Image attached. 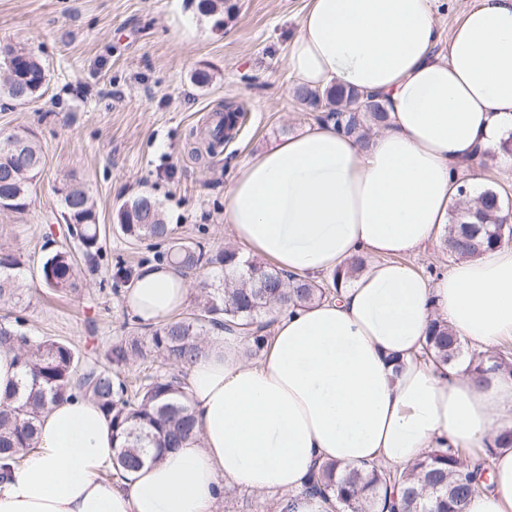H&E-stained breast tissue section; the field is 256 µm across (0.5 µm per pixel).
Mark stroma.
I'll return each mask as SVG.
<instances>
[{
	"instance_id": "1",
	"label": "stroma",
	"mask_w": 512,
	"mask_h": 512,
	"mask_svg": "<svg viewBox=\"0 0 512 512\" xmlns=\"http://www.w3.org/2000/svg\"><path fill=\"white\" fill-rule=\"evenodd\" d=\"M307 2L224 0L214 17L199 0H0V43L31 49L48 74L39 98L0 101V137L31 134L44 156L27 210L0 209V246L24 262L23 297L0 303V316L15 312L33 335L68 340L99 362L131 318L113 266L147 254L114 231L123 201L150 194L182 237L207 227L206 250L231 242L224 191L242 165L320 119L297 101L286 63ZM226 102L246 113L238 135L194 159L191 133L207 131ZM68 178L97 205L101 249L91 258L68 234L55 192ZM59 249L78 262L79 292L55 294L42 281L43 260Z\"/></svg>"
}]
</instances>
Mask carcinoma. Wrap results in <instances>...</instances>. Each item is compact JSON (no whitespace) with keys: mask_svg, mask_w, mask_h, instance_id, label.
<instances>
[{"mask_svg":"<svg viewBox=\"0 0 512 512\" xmlns=\"http://www.w3.org/2000/svg\"><path fill=\"white\" fill-rule=\"evenodd\" d=\"M6 66L15 78L0 79V95L23 104L42 95L47 72L42 61L22 47H4ZM296 97L344 133L366 141V133L388 118L383 105L371 95L355 89L337 88L325 95L303 87ZM24 141L22 153L14 144ZM41 146L27 134L0 139V208L22 213L28 206L31 189L41 172ZM67 215L68 233L86 253L100 250L101 229L96 207L84 188L71 180L55 188ZM509 200L493 187L454 202L440 248L454 259L473 258L501 245L499 229L507 215ZM117 231L145 247L159 262H167L182 274L209 265L224 274L218 285H196L195 309L188 317H173L150 327L149 334L130 330L105 351L107 368L85 361L67 341L49 336H33L24 330L25 321L16 316L0 322V344L18 351L20 379L0 396V470H9L23 460V454L37 447V423L47 406L79 395L96 404L112 421L115 475L157 459L163 448H177L195 437L194 418L182 390L181 377L173 371L193 363L203 353V340L214 331L256 332V348L267 340L259 335L273 323L279 306H304L334 294L342 277L362 270L365 259L356 257L343 271L325 279L305 280L286 276L270 265L245 259L237 249L226 246L209 254L198 243L175 236L164 222L159 203L149 194H140L118 206ZM147 260L135 266L116 262L112 279L129 287ZM20 261L10 251L0 249V301H20ZM45 285L61 293L78 290L74 259L67 250L57 251L42 264ZM160 356L154 372L132 385L121 377V369L135 359ZM462 354L461 341L448 324L435 320L423 348V355L451 364ZM469 371L479 382L492 374L512 376V354L501 351L487 355L469 353ZM483 469H474L466 453L456 448L434 451L399 470L382 465L370 469L347 470L328 463L313 475L305 488L311 497L338 503L337 512H376L378 502L389 512H465L477 488Z\"/></svg>","mask_w":512,"mask_h":512,"instance_id":"carcinoma-1","label":"carcinoma"}]
</instances>
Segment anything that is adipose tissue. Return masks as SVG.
I'll return each instance as SVG.
<instances>
[{
	"instance_id": "1",
	"label": "adipose tissue",
	"mask_w": 512,
	"mask_h": 512,
	"mask_svg": "<svg viewBox=\"0 0 512 512\" xmlns=\"http://www.w3.org/2000/svg\"><path fill=\"white\" fill-rule=\"evenodd\" d=\"M439 42L433 0H308L287 67L298 85L376 95L389 118L367 142L318 122L255 154L224 192V222L245 250L314 280L356 255L370 263L337 297L275 312L257 360L220 335L185 370L198 441L125 480L112 422L75 398L49 405L37 450L0 483V512H214L227 486L333 512L304 485L319 465L405 467L437 448L489 458L494 486L467 512H512V377L477 383L464 366L422 359L434 319L488 352L512 338V247L429 278L405 264L433 244L476 153L500 157L512 132V0H473ZM164 264L125 296L145 324L190 301Z\"/></svg>"
}]
</instances>
